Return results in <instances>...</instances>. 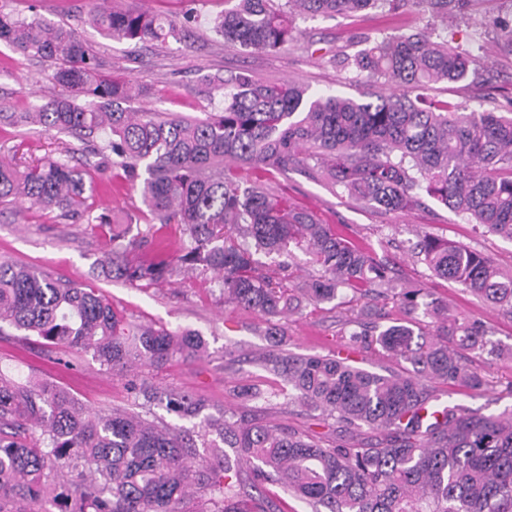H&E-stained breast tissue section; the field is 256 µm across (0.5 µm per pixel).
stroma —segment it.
Instances as JSON below:
<instances>
[{
	"instance_id": "stroma-1",
	"label": "stroma",
	"mask_w": 512,
	"mask_h": 512,
	"mask_svg": "<svg viewBox=\"0 0 512 512\" xmlns=\"http://www.w3.org/2000/svg\"><path fill=\"white\" fill-rule=\"evenodd\" d=\"M142 9L193 20L181 41L116 42L103 36L86 19L102 0H0V11L14 17L60 22L76 30L81 41L98 57L105 75H128L147 86L151 94L141 105L158 112L186 117H206L219 111L222 98L199 92L203 76L240 71L271 78L292 79L314 93H329L355 99L370 87L353 79L351 71L331 64L332 54H355L360 38L368 34L382 38L425 30L427 14L412 5L399 9L383 7L349 16L314 17L300 21L298 42L285 51L253 53L225 46L212 31L213 19L224 10V0H121ZM512 16V0H471L462 12L436 23L435 37L466 50L472 59L464 81L436 84L427 96L458 105L464 112L512 113V51L504 48L496 17ZM58 60L25 56L0 43V112H23L55 95L53 75ZM76 138L47 134L39 129L0 121V158L31 164L39 159L63 156L65 149L80 148ZM272 187L287 192L295 204L317 218L335 225L337 232L368 247L392 270L397 286L423 288L433 298L447 302L453 315L480 321L491 341L512 348V317L466 293L462 286L432 277L410 253L419 237L447 239L488 257L503 271L512 273V241L482 232L467 217L456 214L431 197L407 212H384L349 199L340 188L316 178L306 166L288 173L256 174ZM93 192L87 204L94 213L123 216L144 210L138 192L112 180L111 173H87ZM111 248L107 228L88 223L86 217L62 218L57 212L39 211L21 203L0 206V258L40 269L52 277L82 282L96 288L125 318L135 324L188 329L200 333L206 352L195 358L176 359L167 366L138 368V375L154 384L187 391L224 408L230 420L248 416L304 432L328 435L305 407L289 404L280 396V379L259 362L271 344L266 337L269 323L264 315L225 303L211 272L150 288H136L112 281L106 273ZM375 305L376 322L387 326L414 320L427 330L436 324L424 309L404 313L397 301L373 300L369 289L344 290L341 298L309 304L279 323L281 350L301 357L350 354L360 366L380 374L403 371V364L350 343L354 319L360 309ZM479 369L489 379L487 388L471 392L459 387L429 383L439 401L482 414L512 410V359L482 361ZM16 381L49 378L68 390L85 408L95 412L115 407L134 408L126 372L102 367L92 354L63 346H45L37 337L11 327L0 330V372ZM258 385L263 398L238 397L240 387Z\"/></svg>"
}]
</instances>
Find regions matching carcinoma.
<instances>
[{
	"label": "carcinoma",
	"mask_w": 512,
	"mask_h": 512,
	"mask_svg": "<svg viewBox=\"0 0 512 512\" xmlns=\"http://www.w3.org/2000/svg\"><path fill=\"white\" fill-rule=\"evenodd\" d=\"M468 2L234 0L214 31L226 46L273 52L297 41V20L309 15L413 3L445 21ZM90 20L113 40L165 42L179 39L191 18L179 23L138 8L105 6ZM0 42L24 55L62 61L54 75L60 92L5 119L81 142L107 133L103 144L87 150L96 160L85 165L140 186L153 223L183 229L171 244L148 230L132 234L140 226L135 213L117 224L106 214L91 217L111 232L109 273L115 280L149 288L211 270L224 302L270 318L368 283L382 288L380 296L393 291L404 309L416 310L423 289L395 291L386 266L364 247L286 194L240 176L245 168L286 173L304 162L378 209L409 210L423 191L512 241V117L461 112L420 94L469 71L464 52L428 32L367 37V47L344 58L356 75L403 88L398 95L371 92L362 100L249 72L227 79L208 75L204 91L224 97V110L202 120L132 110L129 103L147 96V88L101 74L93 53L63 24L0 12ZM81 98L92 103L80 105ZM15 201L62 217L81 206L90 212L83 170L68 158H47L22 170L0 160V204ZM292 245L306 249L321 276L294 282L264 272V259ZM412 251L433 275L512 317V275L482 254L428 236ZM427 307L439 323L434 334L411 322L349 334L350 341L409 364L400 374L371 372L340 355L268 354L265 362L280 377L279 394L288 401L333 421L339 432L365 427L374 434L327 447L276 425L231 422L220 411L204 416L201 398L144 378L129 380L135 399L163 403L183 419L203 417L197 436L211 459L195 465L188 460L194 447L189 433L146 414H91L53 382L20 385L0 375V512L39 505L66 469L77 476L61 485L58 496L69 502L62 512H187L182 505L195 489L207 491L214 505L198 512H246L241 503L250 490L269 481L325 512H512V413L441 405L427 389L429 382H442L481 391L488 380L464 352L492 359L503 352L482 324L454 317L446 304ZM3 325L90 352L114 371L160 368L205 349L197 332L133 324L89 285L6 260H0ZM229 448L249 471L231 464Z\"/></svg>",
	"instance_id": "carcinoma-1"
}]
</instances>
